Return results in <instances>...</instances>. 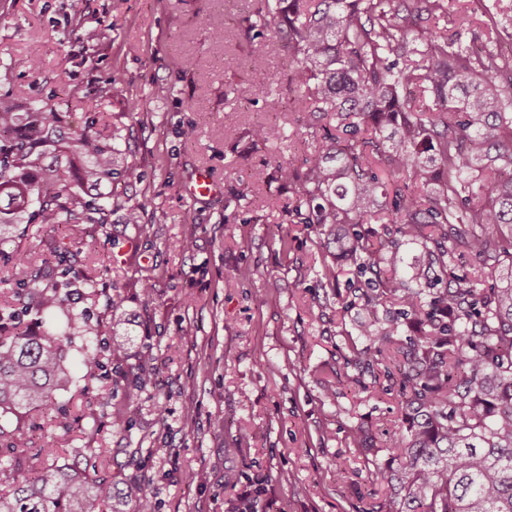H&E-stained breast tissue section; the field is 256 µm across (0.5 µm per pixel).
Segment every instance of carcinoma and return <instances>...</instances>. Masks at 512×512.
Here are the masks:
<instances>
[{
	"label": "carcinoma",
	"mask_w": 512,
	"mask_h": 512,
	"mask_svg": "<svg viewBox=\"0 0 512 512\" xmlns=\"http://www.w3.org/2000/svg\"><path fill=\"white\" fill-rule=\"evenodd\" d=\"M474 39L440 24L448 0H260L242 19L245 30L279 39L288 59L300 125L322 132L303 164L280 166L291 187L292 224H314L335 247L323 263L321 287H339L350 271L365 279L345 307L370 317L366 344L352 347L344 367L401 397L402 424L384 444L381 462L361 427L353 441L372 457L374 482L387 492L372 512H512V57L500 45L512 33L491 7ZM249 88L269 93L264 59L249 64ZM335 119L332 129L321 124ZM85 129L67 137L60 112L39 99L25 105L0 97V244L8 228L30 223L103 227L122 205L106 183L135 176L121 145ZM52 153L55 168L42 157ZM99 189L86 199L87 191ZM428 257V269L399 273L400 248ZM470 257L477 275L458 274ZM28 304L79 328L73 282L46 266L31 277ZM445 284L429 291L431 282ZM112 295V352L122 351L125 318ZM0 308V417L48 407L73 377L62 340L49 329L13 322ZM384 317H379V314ZM410 333L409 342L395 337ZM58 444L30 463L29 441L0 425V512H148L143 488L120 489L101 453L84 469L59 463L71 426Z\"/></svg>",
	"instance_id": "carcinoma-1"
}]
</instances>
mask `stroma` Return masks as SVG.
Segmentation results:
<instances>
[{
	"label": "stroma",
	"mask_w": 512,
	"mask_h": 512,
	"mask_svg": "<svg viewBox=\"0 0 512 512\" xmlns=\"http://www.w3.org/2000/svg\"><path fill=\"white\" fill-rule=\"evenodd\" d=\"M246 8L245 0H0V97L40 99L74 129L95 118L94 133L126 146L139 173L113 178V191L143 207L139 224L117 207L94 232L24 223L18 241L0 245L27 251L37 268L55 241L98 282L97 294L77 295L84 331L64 346L76 388L58 395L55 409L7 422L35 449L71 425L63 456L82 466L87 447L103 449L113 481L139 482L155 512H232L244 495L265 512H369L384 489L370 481L352 430L385 441L401 425L400 397L361 387L343 366L366 317L318 287L323 238L288 221L291 192L279 168L313 154L317 139L296 122L275 36L243 34ZM85 28L100 40L80 41ZM218 29L223 39H214ZM35 45L36 72L27 66ZM256 55L276 79L268 97L245 92ZM190 124L196 138L188 142L181 130ZM259 124L273 129L269 140L251 137ZM203 167L218 189L190 198L183 188ZM244 187L248 197L238 199ZM228 217L240 223L241 243L225 240ZM116 292L131 335L120 361L110 337L94 333ZM85 346L99 361L91 379ZM147 350L153 385L114 389L116 373ZM90 403L94 421L84 416ZM114 403L129 406L128 428H112Z\"/></svg>",
	"instance_id": "obj_1"
}]
</instances>
